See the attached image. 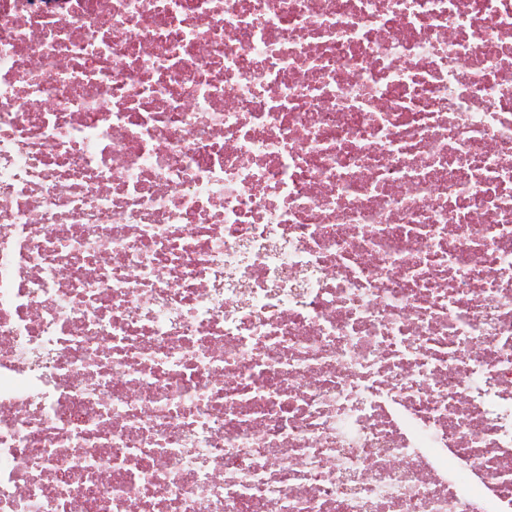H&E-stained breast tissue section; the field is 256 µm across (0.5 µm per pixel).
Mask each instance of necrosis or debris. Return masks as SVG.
Instances as JSON below:
<instances>
[{
  "label": "necrosis or debris",
  "instance_id": "4bbe7bcc",
  "mask_svg": "<svg viewBox=\"0 0 512 512\" xmlns=\"http://www.w3.org/2000/svg\"><path fill=\"white\" fill-rule=\"evenodd\" d=\"M0 512H512V0H0Z\"/></svg>",
  "mask_w": 512,
  "mask_h": 512
}]
</instances>
